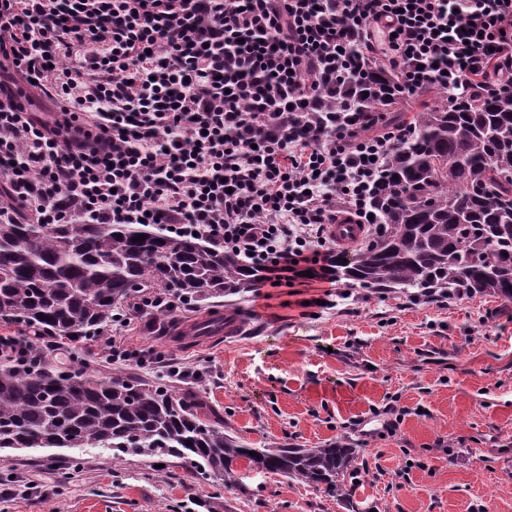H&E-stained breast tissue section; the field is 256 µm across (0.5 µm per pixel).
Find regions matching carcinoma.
<instances>
[{"label": "carcinoma", "instance_id": "1", "mask_svg": "<svg viewBox=\"0 0 512 512\" xmlns=\"http://www.w3.org/2000/svg\"><path fill=\"white\" fill-rule=\"evenodd\" d=\"M395 81L358 67L336 84V111L371 120L391 105ZM415 133L392 152L374 191L380 218L337 277L361 288L493 293L512 300V93L450 100L418 112ZM139 235L140 241H132ZM265 272L200 236L156 224L0 222V320L43 336H94L112 308L143 288L182 302L242 295ZM202 401L160 378L104 381L78 360L64 371L0 367V450L110 448L112 461L176 459L242 489L252 469L334 493L354 451L248 446L201 415Z\"/></svg>", "mask_w": 512, "mask_h": 512}]
</instances>
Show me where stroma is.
Here are the masks:
<instances>
[{"mask_svg": "<svg viewBox=\"0 0 512 512\" xmlns=\"http://www.w3.org/2000/svg\"><path fill=\"white\" fill-rule=\"evenodd\" d=\"M139 300L123 302L128 320L112 334L166 361L133 372L166 379L171 361L202 370L197 393L252 448L346 440L356 450L346 495L255 470L239 492L172 460L116 466L108 448L29 449L0 451V512H512V301L296 283L176 304L180 323L211 309L244 322L175 344L152 312L135 311ZM37 469L41 486L26 489Z\"/></svg>", "mask_w": 512, "mask_h": 512, "instance_id": "1", "label": "stroma"}]
</instances>
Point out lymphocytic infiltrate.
<instances>
[{
	"mask_svg": "<svg viewBox=\"0 0 512 512\" xmlns=\"http://www.w3.org/2000/svg\"><path fill=\"white\" fill-rule=\"evenodd\" d=\"M379 58L406 94L512 90V0H0V218L160 224L270 281L334 282L325 226L367 223L414 134L324 109ZM37 92L49 119L22 103ZM67 347L0 336L30 368Z\"/></svg>",
	"mask_w": 512,
	"mask_h": 512,
	"instance_id": "f902f5d3",
	"label": "lymphocytic infiltrate"
}]
</instances>
